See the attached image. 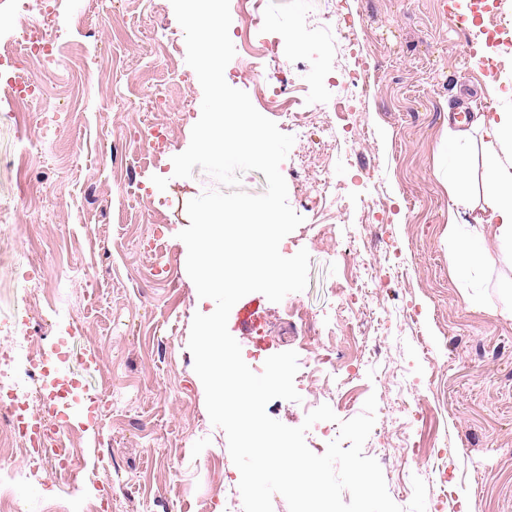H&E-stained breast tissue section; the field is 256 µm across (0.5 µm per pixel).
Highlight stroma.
Returning <instances> with one entry per match:
<instances>
[{"mask_svg": "<svg viewBox=\"0 0 512 512\" xmlns=\"http://www.w3.org/2000/svg\"><path fill=\"white\" fill-rule=\"evenodd\" d=\"M230 13V86L255 96L247 58L272 89L296 91L295 111L313 124L331 98L351 105L345 130L318 150L296 138L280 166L303 222L279 251H308L301 297L323 337L304 348L286 331L284 303L253 292L228 318L245 363L256 371L293 351L299 373L312 371L350 300L353 359L329 385L353 390L355 401L325 402L348 420L376 396L363 452L379 463L392 500L405 508L412 499L404 472L412 448L426 512H512V318L494 311L512 269L497 261L456 276L444 180L459 163L446 145L449 114L494 111L499 77L479 69L467 51L472 32L449 21L441 0H266L250 26L262 49L251 55L237 0ZM56 25L62 66L27 62L45 76L48 98L32 105L42 124L17 128L0 100V206L9 211L0 223V320L25 313V332L46 356L41 372L73 381L56 422L83 465L16 486L18 512H83L92 500L99 512H225L230 498L244 512L240 472L210 421L188 348L194 315L212 305L187 273L178 234L187 203L219 184L198 167L173 175L203 99L184 31L171 0H58ZM361 62L369 73L349 86ZM152 128L171 139L163 153ZM325 167L335 198L326 211L312 190ZM22 196L41 199L42 211L18 206ZM325 223L333 244L323 248ZM358 256L369 277L354 292L346 278ZM36 262L47 293L33 306Z\"/></svg>", "mask_w": 512, "mask_h": 512, "instance_id": "35a3bbf8", "label": "stroma"}]
</instances>
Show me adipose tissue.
<instances>
[{"label":"adipose tissue","mask_w":512,"mask_h":512,"mask_svg":"<svg viewBox=\"0 0 512 512\" xmlns=\"http://www.w3.org/2000/svg\"><path fill=\"white\" fill-rule=\"evenodd\" d=\"M484 151L483 207L478 218L479 233L474 243L449 255L458 276L469 277L476 268L500 258L512 263V113L486 112L465 129L455 131L448 142L454 155L466 153L473 139Z\"/></svg>","instance_id":"1"}]
</instances>
